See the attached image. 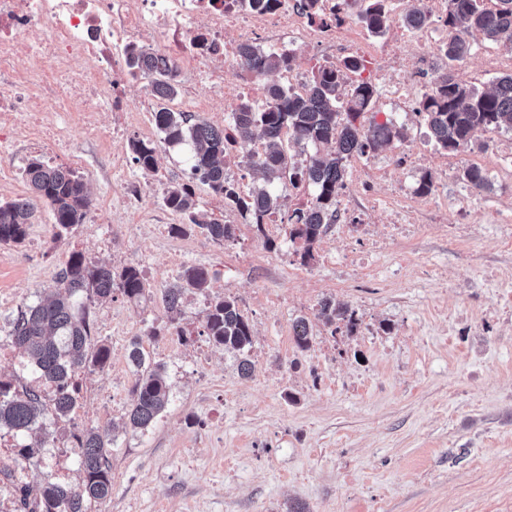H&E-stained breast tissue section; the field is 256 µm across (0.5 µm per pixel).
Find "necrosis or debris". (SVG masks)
<instances>
[{
  "label": "necrosis or debris",
  "mask_w": 512,
  "mask_h": 512,
  "mask_svg": "<svg viewBox=\"0 0 512 512\" xmlns=\"http://www.w3.org/2000/svg\"><path fill=\"white\" fill-rule=\"evenodd\" d=\"M328 26L311 21L299 0L267 10L248 0H0V73L17 70L14 47L27 39L39 63L26 73L32 85L48 84L61 101L82 96L127 104L117 88L125 75L122 47L159 42L163 57L204 75L208 97L232 107L264 93L262 79L241 73L240 43L286 34L312 42L335 26L336 0H319Z\"/></svg>",
  "instance_id": "1"
}]
</instances>
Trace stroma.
Returning <instances> with one entry per match:
<instances>
[{
	"label": "stroma",
	"instance_id": "35a3bbf8",
	"mask_svg": "<svg viewBox=\"0 0 512 512\" xmlns=\"http://www.w3.org/2000/svg\"><path fill=\"white\" fill-rule=\"evenodd\" d=\"M349 22L372 47V67L401 32L381 36ZM505 55L478 39L454 74L481 89L499 76ZM170 107L207 122L231 117L207 98L206 82L183 71ZM376 121L393 119L403 136L352 156L341 217L301 263L288 224L236 227L218 242L198 227L176 235L182 216L163 203L169 187L191 183L199 209L224 216V200L189 179L187 152L162 148L158 172L144 176L131 139L158 140L157 101L145 80L126 77L128 109L100 106L96 133L79 122L83 101H44L45 126L0 134V200L26 197L34 159L76 171L91 206L83 224L59 235L39 204L22 243L0 244V347L23 304L58 286L71 253L114 270L133 266L150 286L146 300L121 292L93 306L95 335L109 346L102 371L86 373L71 421L49 423L55 441L38 466L0 454V499L50 475L55 451L73 427H113L110 495L95 512H512V133L481 132L455 152L426 135L417 99L393 104L375 80ZM479 167L491 183L477 192L460 177ZM429 193H417L423 174ZM410 219L392 224L395 212ZM205 267L207 292L187 291L179 320L186 339L167 331L162 299L183 267ZM235 299L249 320L254 363L241 376L236 354L215 347L202 316L209 298ZM330 298L361 320L356 333L332 335L318 316ZM312 334L297 349L293 325ZM167 367L166 411L147 430L124 427L133 402L132 342Z\"/></svg>",
	"mask_w": 512,
	"mask_h": 512
}]
</instances>
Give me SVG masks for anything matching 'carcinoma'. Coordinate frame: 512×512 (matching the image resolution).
Here are the masks:
<instances>
[{"label":"carcinoma","mask_w":512,"mask_h":512,"mask_svg":"<svg viewBox=\"0 0 512 512\" xmlns=\"http://www.w3.org/2000/svg\"><path fill=\"white\" fill-rule=\"evenodd\" d=\"M392 11L391 0H368L359 20L369 33L379 36L393 22ZM399 21L408 29L418 30L426 25L428 14L413 8ZM444 25L448 34L440 46L441 64L431 87L421 95L417 114L436 145L455 152L467 146L478 132H512V72L496 77L492 88L481 90L458 81L451 69V63L462 62L471 54L470 37L476 34L512 54V0H498L493 9L486 7L484 0H446ZM125 56L130 74L148 80L153 97L171 101L178 95L175 62L138 44L127 47ZM239 56L243 70L263 77L291 71L296 65L293 49L267 51L242 44ZM367 64L358 56L336 64H318L303 89L269 83L262 105L244 101L232 109V127L241 140L243 163L264 181L244 195L224 167V130L191 112L159 106L153 120L161 134L160 143L132 140L133 162L154 174L158 171L160 145L188 146L191 178L222 196L261 234L265 233L263 220L281 215L284 208L283 198L272 188L274 182L286 181L295 189L312 187V200L287 215L290 240L299 244L297 254L306 262L313 258L314 245L338 218V196L346 180L344 161L375 152L401 137L400 128L390 121L364 120L375 94L372 82L363 77ZM285 129L294 144L315 149L299 165L289 160L282 135ZM257 137L264 140V146L256 156L248 151L247 144ZM24 173L32 195L0 201V243L19 244L25 239L26 225L31 223L40 201L51 206L59 233L67 234L83 223L91 200L81 177L38 159L31 160ZM461 178L478 191L488 186L487 177L476 166L463 168ZM163 202L184 216L188 224L207 230L215 240L229 241L235 236L234 225L197 207L188 184L168 189ZM180 278L185 285L166 289L164 302L169 327L183 338L186 331L179 325L178 316L185 288L205 291L209 273L190 266ZM116 289L129 300L139 301L145 297L147 283L135 267L115 272L73 253L59 274L58 291L45 300L21 306L10 322L8 338L12 346L23 352L40 381L38 386L28 387L0 379V431L16 438V462L28 466L39 463L41 450L50 445L52 438L43 423L44 416L50 413L57 419L70 418L80 398L81 376L108 365L109 348L92 335L90 307L111 298ZM318 317L331 327L333 336L342 329L352 333L359 325L355 311L331 299L321 302ZM203 323L209 341L238 354L241 374H251V325L236 301L213 297L204 310ZM294 339L301 350L310 345L309 326L303 318L295 323ZM129 360L136 378L131 388L134 403L126 418L130 427L145 429L167 408L170 385L165 365L152 361L137 341ZM72 439L81 472L79 483L48 476L36 487L22 486L17 489V512H92L96 503L109 496L112 475L108 455L114 441L110 430L77 428Z\"/></svg>","instance_id":"cac0c4a2"}]
</instances>
